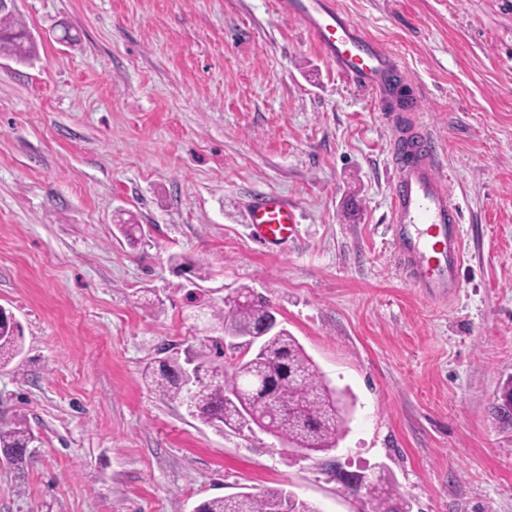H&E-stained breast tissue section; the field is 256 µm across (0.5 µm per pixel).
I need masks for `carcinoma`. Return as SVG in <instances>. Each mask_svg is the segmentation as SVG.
<instances>
[{"label":"carcinoma","instance_id":"cac0c4a2","mask_svg":"<svg viewBox=\"0 0 512 512\" xmlns=\"http://www.w3.org/2000/svg\"><path fill=\"white\" fill-rule=\"evenodd\" d=\"M9 16L0 18V51L18 59L28 56L31 38L13 28ZM210 320L229 336H252L271 315L272 307L248 288L224 299V307L209 309ZM21 325L15 315L0 307V367L22 353ZM198 353L193 380L185 377L191 362L175 352L161 363L146 367L147 385L160 396L184 406L189 415L219 430L256 427L289 448L326 453L336 448L343 425L345 403L331 388L318 366L288 330L261 337L258 349L248 352L231 368ZM497 419L512 426V380L501 389L494 405ZM34 433L25 420H0V454L22 469L34 460L29 447ZM374 512H410L408 503L389 485L366 486ZM194 512H320L318 507L281 489L260 494L214 497L199 503Z\"/></svg>","mask_w":512,"mask_h":512}]
</instances>
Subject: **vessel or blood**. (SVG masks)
Instances as JSON below:
<instances>
[{
  "mask_svg": "<svg viewBox=\"0 0 512 512\" xmlns=\"http://www.w3.org/2000/svg\"><path fill=\"white\" fill-rule=\"evenodd\" d=\"M282 14L296 19L337 70L380 102L394 104L399 62L351 19L336 0H278ZM419 96L409 95L396 121L392 196L397 256L411 281L424 288H455L460 282L464 241L462 213L444 186L440 155L422 117ZM252 240L262 247L296 236L299 215L282 197L267 194L248 213Z\"/></svg>",
  "mask_w": 512,
  "mask_h": 512,
  "instance_id": "vessel-or-blood-1",
  "label": "vessel or blood"
}]
</instances>
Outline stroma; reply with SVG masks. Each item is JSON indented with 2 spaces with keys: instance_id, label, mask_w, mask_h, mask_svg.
Instances as JSON below:
<instances>
[{
  "instance_id": "35a3bbf8",
  "label": "stroma",
  "mask_w": 512,
  "mask_h": 512,
  "mask_svg": "<svg viewBox=\"0 0 512 512\" xmlns=\"http://www.w3.org/2000/svg\"><path fill=\"white\" fill-rule=\"evenodd\" d=\"M338 2L425 99L463 213L455 290L397 263L382 104L274 0H16L35 51L0 54V306L23 328L0 416L40 443L0 466V512H193L270 488L371 512L344 473L412 512H512L492 409L512 378V0ZM266 193L301 215L274 249L249 235ZM242 287L344 392L335 449L221 433L145 386L169 352L218 341L233 363L193 314Z\"/></svg>"
}]
</instances>
